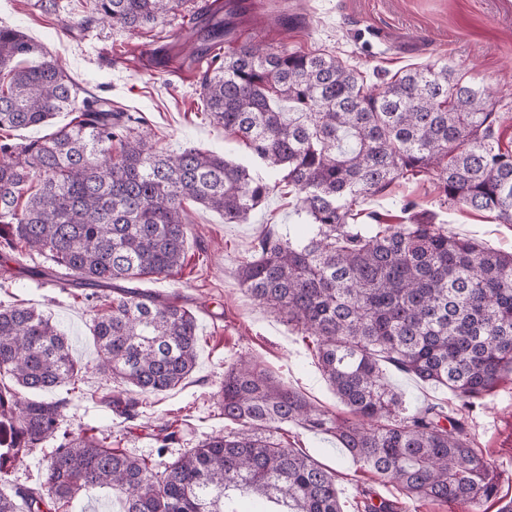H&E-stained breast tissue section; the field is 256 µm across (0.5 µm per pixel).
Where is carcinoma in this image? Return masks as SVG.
Returning a JSON list of instances; mask_svg holds the SVG:
<instances>
[{
	"label": "carcinoma",
	"instance_id": "obj_1",
	"mask_svg": "<svg viewBox=\"0 0 512 512\" xmlns=\"http://www.w3.org/2000/svg\"><path fill=\"white\" fill-rule=\"evenodd\" d=\"M175 0H92L103 22L136 29ZM245 0L213 15L192 56L231 38ZM201 95L212 121L251 151L246 164L187 147L154 148L142 118L105 100L78 99L63 66L21 31L0 25V130L77 116L24 145L0 142L4 262L37 252L47 280L116 290L92 323L101 368L144 394L193 371L192 313L121 286L181 266L189 234L183 201L247 219L281 182L296 190L308 229L269 231L238 276L257 305L314 339L323 375L354 419H332L300 392L242 359L224 374L221 409L239 429L154 471L104 441L61 431L67 398L19 390L73 386L81 366L52 317L0 307V481L38 444L56 442L45 492L0 490V512H52L108 488L117 512H242L235 491L279 505L252 512H342L335 473L271 441L295 424L330 433L353 462L409 498L477 505L499 474L462 423L439 404L409 410L382 365L443 386L471 406L512 372V254L448 234L436 214L406 224H354V207L399 179L430 177L442 205L488 210L512 223V149L474 78L448 65L406 69L367 85L340 58L246 42L210 58Z\"/></svg>",
	"mask_w": 512,
	"mask_h": 512
}]
</instances>
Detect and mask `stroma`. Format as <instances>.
I'll list each match as a JSON object with an SVG mask.
<instances>
[{
	"label": "stroma",
	"mask_w": 512,
	"mask_h": 512,
	"mask_svg": "<svg viewBox=\"0 0 512 512\" xmlns=\"http://www.w3.org/2000/svg\"><path fill=\"white\" fill-rule=\"evenodd\" d=\"M248 2V11L234 19L235 35L225 43V52L244 43L243 33L249 29L256 41L338 56L371 84L409 67L446 64L472 74L490 92L502 114V142L512 146V0H288L298 22L286 30L274 25L268 0ZM204 3L178 0L164 20L129 31L89 21L90 0H56L49 13L37 0H0V25L22 31L65 67L80 90L110 100L113 111L140 113L156 148L172 153L197 147L241 161L248 150L225 136L223 127L204 111V68L189 57L197 40L189 25ZM407 200L418 210L436 213L437 223L449 233L512 253V224L502 223L493 211L442 207L429 177L401 179L368 197L358 207V221L403 223L401 205ZM184 207L191 230L182 266L164 279L138 284L189 309L197 320L196 366L180 385L161 394L121 388L100 370L90 332L95 308L82 289L44 285L36 276L45 265L43 257L33 256L27 266L13 267L10 278H0V304L34 307L50 315L83 367L74 390L51 393L55 399H70L63 429L105 441L152 465L160 458L159 438L172 433L176 440L163 458L175 460L211 436L237 431V424L222 414L218 392L225 370L242 357L288 383L329 416L349 417V409L322 375L312 340L258 306L238 278V268L250 259L259 236L270 229L287 231L297 223L295 191L279 185L240 224L225 223L220 213L190 200ZM385 377L411 406L439 403L452 414L462 406L448 389L394 367H386ZM133 397L139 401L137 417L120 416L118 402ZM465 425L485 461L500 475L497 498L476 506L409 499L380 475L354 464L330 435L288 424L271 436L335 472L343 512H357L366 495L397 502V512H498L503 501L512 499V374L466 414ZM54 448L46 442L32 449L14 465L9 485L40 489Z\"/></svg>",
	"instance_id": "obj_1"
}]
</instances>
